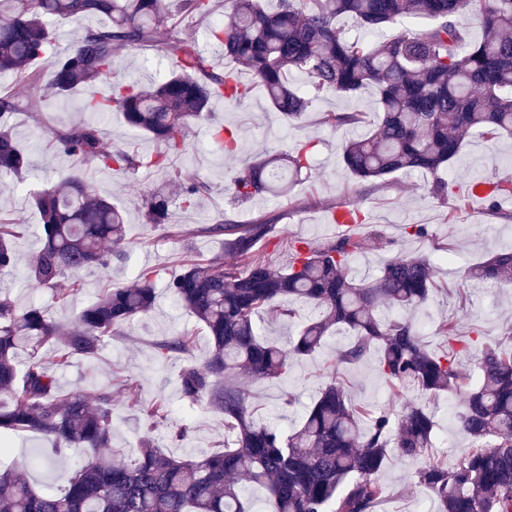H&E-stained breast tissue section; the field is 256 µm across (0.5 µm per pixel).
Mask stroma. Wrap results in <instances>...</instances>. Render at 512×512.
Listing matches in <instances>:
<instances>
[{
	"label": "stroma",
	"mask_w": 512,
	"mask_h": 512,
	"mask_svg": "<svg viewBox=\"0 0 512 512\" xmlns=\"http://www.w3.org/2000/svg\"><path fill=\"white\" fill-rule=\"evenodd\" d=\"M174 58L175 51L170 47L124 51L117 56V70L127 78L144 82L170 70ZM98 90V85L90 84L63 99L45 85L38 92V111L11 116L16 139L28 150L32 168L23 180L0 183V214L10 215L25 224L26 231L15 239L14 249L21 258L30 257L40 246V236L39 214L28 201L29 191L48 182H57L62 174L84 170L99 195L114 198L126 211L127 257L124 262L112 264L109 270L85 271L80 277L79 290L64 302H53L48 290L27 287L20 271L0 279V291L20 307L32 303L49 306L56 320L69 324L105 288L132 282L142 268L153 271L160 291L156 309L149 316L120 327L98 357H77L69 367L59 369L51 350L45 348L40 352L45 365L53 368L63 390L82 392L95 385L111 387L113 461L129 459L145 430L142 415L129 409L125 401L126 387L131 382L137 385L144 404L162 401L169 406L167 421L157 424L153 431L165 453L180 458L201 457L224 446L223 416L199 406H188L178 395L181 370L206 357L210 338L203 325L176 306L164 291L169 274L184 257L202 260L223 250V239L198 234V227L205 224L220 220L247 224L261 217L275 219L276 237L260 254L272 266L284 269L288 266L295 238L304 237L318 244L333 237L336 227L329 220L331 210L347 200L356 202L365 211L367 233L384 236L390 245L384 249L366 245L352 262L350 276L360 279L378 273L386 259L400 253H425L439 264L432 297L414 314L422 323L421 334L428 348L435 352L446 348V341L435 333L436 325L445 317L456 321L460 335L477 332L486 343H506L507 332L512 329V284H476L465 280L463 273L481 262L489 252L512 249V198L501 202L498 213L494 214L487 210L484 202L469 194L471 178L503 171L506 163H512V136L504 134L490 140L471 134L464 143L460 159L437 176L412 172L362 181L341 164V146L346 139L367 134L377 123L374 92L351 97L323 95L313 101L310 111L299 123L288 126L267 111L266 96L257 89L240 104L222 98L212 101L216 119L239 133L241 149L237 156L223 157L211 152L210 128L201 123L190 133L188 151L174 158L170 169L151 168L143 175H118L58 152L46 131L50 125L95 122L103 131L106 146H129L140 155H153L157 150L155 141L145 135L132 134L119 116L100 120L83 110L84 100ZM331 111L357 112L362 121L351 129L334 130L323 122L325 113ZM297 141L314 142L317 151L311 174L296 182L288 197L234 201L228 188L231 169L256 154ZM177 171L200 176L211 186L209 193L192 207L174 209L172 220L182 230L178 236L146 224L141 208L142 195L153 188L169 186L172 174ZM437 177L449 182L448 198L443 202L430 192ZM410 222L431 225L434 241L406 237L403 226ZM176 334L191 336L190 354L156 360L153 342ZM349 339L348 331L333 330L324 349L292 368L288 385L298 395L294 407H280L279 384H251L256 419L272 422L286 431L298 426L304 407L311 403L322 384L326 368L334 364L338 349ZM338 373L353 404L372 410L395 408L396 403L378 372L376 357H368L357 366L339 367ZM409 399L426 406L435 418L437 428L432 456L447 464L455 463L467 446L455 420L459 398H427L413 393ZM176 424L188 427L184 440L171 438L169 429ZM84 457V449H71L53 469H30L29 480L39 488L62 490ZM415 470L411 462L393 461L387 465L381 475L386 500L379 512H435L433 500L414 484Z\"/></svg>",
	"instance_id": "1"
}]
</instances>
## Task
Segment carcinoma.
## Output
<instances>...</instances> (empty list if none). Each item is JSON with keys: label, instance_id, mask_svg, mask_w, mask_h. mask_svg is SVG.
<instances>
[{"label": "carcinoma", "instance_id": "obj_1", "mask_svg": "<svg viewBox=\"0 0 512 512\" xmlns=\"http://www.w3.org/2000/svg\"><path fill=\"white\" fill-rule=\"evenodd\" d=\"M473 4L484 22L478 41L457 23ZM182 5L185 14L200 18L214 12V0ZM224 10V22L213 21L205 31L209 50L191 35L177 39L175 69L141 85L112 77L115 56L126 48L169 44L181 19L163 11L159 0H0V74L9 72L16 84L32 88L46 80L61 98L83 84L112 79L110 93L85 100L84 110L121 113L129 129L158 143L153 157L106 148L102 130L90 123L54 126L49 134L59 152L122 173L167 166L188 150L191 127L211 118L214 96L243 102L255 85L265 90L269 111L287 125L301 120L321 94L374 89L382 112L376 131L348 139L341 154L361 180L436 174L457 161L467 134H512V0H278L274 11L261 0H224ZM89 16L106 22L79 29L70 50L57 54L51 21ZM344 16L371 33L406 21L421 25L367 40L337 26ZM217 53L234 66L218 68ZM243 71L250 81L241 79ZM292 72L304 77L305 89L289 84ZM35 107L33 98L0 93L1 182L22 177L31 166L8 118ZM325 122L350 127L359 123V113L327 112ZM211 148L236 154L238 132L213 129ZM313 152L314 145L299 142L245 165L231 177L233 195L250 201L287 193L294 178L312 169ZM175 182L185 207L209 191L199 177L177 174ZM474 185L491 207L512 195V178L479 176ZM32 203L41 218V247L25 264L27 284L49 288L64 301L82 271L104 270L125 258L122 211L83 176L72 173L36 190ZM171 207L163 190L142 197L145 223L155 227H169ZM347 214L348 224L335 237L316 245L295 240L285 271L258 254L275 237L272 220L210 224L202 232L224 238L234 260L188 257L167 281L172 301L206 328L212 344L202 364L182 371L181 397L222 414L224 429L235 434L233 446L198 459L155 446L151 433L164 418L160 403L146 411L149 423L130 460L115 464L101 456L100 449L112 445L111 387L64 393L38 356L49 343L59 367L97 355L117 327L153 310V272L142 270L134 284L107 289L68 328L41 305L19 307L0 295V454L8 453L11 437L26 432L52 439L54 448L40 459L44 468L54 467L70 448L92 450L67 488L55 493L30 483L26 461L0 459V512H250L246 483L266 490L264 512H374L385 493L380 474L393 458L419 463L416 484L439 512H512V349L460 336L456 322L446 319L436 333L448 339V349L434 353L413 318L380 316L381 307L414 312L424 306L438 268L426 254L405 255L372 280L355 281L349 268L364 248L357 230L365 215L354 203ZM20 231L15 220L0 219L1 277L20 266L11 244ZM464 278L511 282L512 250L466 269ZM298 303L311 314L288 346L261 339V314L290 321ZM335 326L352 332L337 364L358 365L379 351V372L393 398L410 390L461 397L456 422L469 447L455 466L430 458L436 423L425 406L369 412L351 403L333 374L298 428L285 432L254 419L252 398L238 379L286 382L292 363L317 353ZM153 348L166 359L188 352L189 340L165 336ZM462 355L473 360L476 379L461 370Z\"/></svg>", "mask_w": 512, "mask_h": 512}]
</instances>
